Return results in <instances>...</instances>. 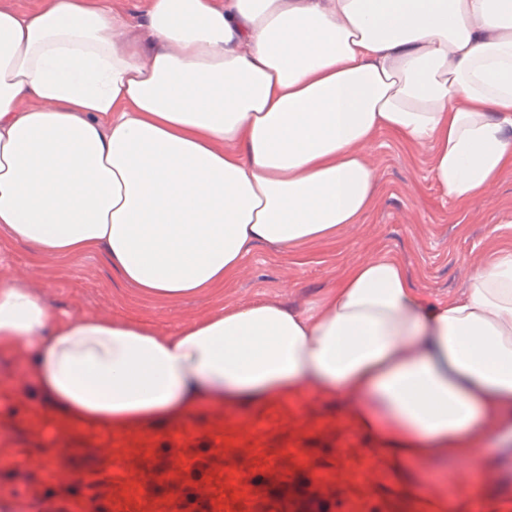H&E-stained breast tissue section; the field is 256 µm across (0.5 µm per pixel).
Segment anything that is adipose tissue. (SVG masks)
Listing matches in <instances>:
<instances>
[{"label": "adipose tissue", "mask_w": 512, "mask_h": 512, "mask_svg": "<svg viewBox=\"0 0 512 512\" xmlns=\"http://www.w3.org/2000/svg\"><path fill=\"white\" fill-rule=\"evenodd\" d=\"M511 129L512 0H148L142 33L112 0L0 5V242L102 253L157 302L358 223L382 131L431 146L471 202L512 171ZM0 356L74 422L339 404L396 427L371 454L422 512H499L512 488V249L446 300L384 255L302 306L228 301L172 335L1 282ZM445 456L476 465L424 494L411 461Z\"/></svg>", "instance_id": "ef3b65f1"}]
</instances>
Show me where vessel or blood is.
<instances>
[{"mask_svg":"<svg viewBox=\"0 0 512 512\" xmlns=\"http://www.w3.org/2000/svg\"><path fill=\"white\" fill-rule=\"evenodd\" d=\"M284 411L281 405L256 411L244 432L227 430L219 414L209 415L189 429L177 421L159 426L135 424L112 428L62 420L51 422L44 405L22 406L13 396L4 395L0 397V430L14 448H33L44 440L67 449L68 463L77 470L85 469L84 451L88 448H378L388 436L382 428L369 430L357 423L343 425L337 413L322 411L315 413L312 428L286 432L278 425Z\"/></svg>","mask_w":512,"mask_h":512,"instance_id":"obj_1","label":"vessel or blood"}]
</instances>
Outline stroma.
<instances>
[{"instance_id": "obj_1", "label": "stroma", "mask_w": 512, "mask_h": 512, "mask_svg": "<svg viewBox=\"0 0 512 512\" xmlns=\"http://www.w3.org/2000/svg\"><path fill=\"white\" fill-rule=\"evenodd\" d=\"M376 173L372 207L359 223L336 237L284 252L256 248L227 287L175 305L141 296L111 270L103 255L89 254L52 267L39 263L21 243H0V282L18 276L42 290L60 314L109 316L175 331L182 321L210 311L224 299L270 296L289 305L332 288L352 262L378 255L396 259L415 290L445 300L462 293L474 272L494 252L512 249V172L473 203L452 200L431 175L432 150L391 131L364 148ZM364 448H127V474L136 500L164 502L169 512H211L213 498L237 504V512H346L359 487L371 490L368 512H416L390 488L381 466L366 467ZM185 461L179 487L160 469L173 457ZM38 468L0 471V512H73L68 491L49 488L39 500L15 498L11 489L40 480Z\"/></svg>"}]
</instances>
